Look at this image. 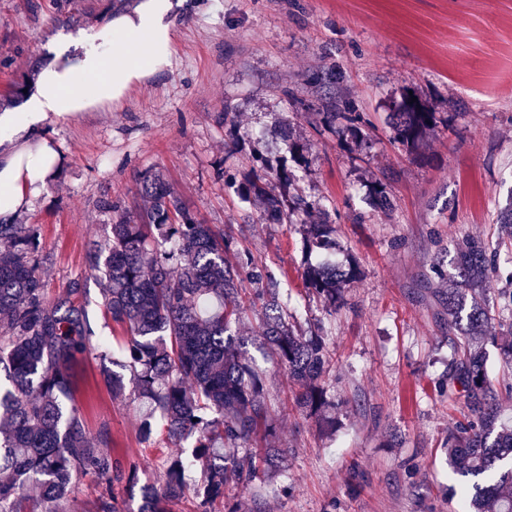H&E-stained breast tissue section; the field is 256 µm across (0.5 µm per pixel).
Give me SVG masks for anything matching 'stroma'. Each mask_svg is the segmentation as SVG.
<instances>
[{"label":"stroma","instance_id":"35a3bbf8","mask_svg":"<svg viewBox=\"0 0 512 512\" xmlns=\"http://www.w3.org/2000/svg\"><path fill=\"white\" fill-rule=\"evenodd\" d=\"M0 0V107L14 76L35 78L60 33H89L109 21V0ZM342 72L336 109L363 119L358 135L319 133V79ZM512 0H187L171 67L134 88L119 106L50 122L64 162L30 210L46 246L49 291L87 276L89 242L105 241L103 198L137 199L142 175L161 172L200 222L223 226L274 274L301 328L321 324L330 353L336 431L324 436L294 404L295 388L260 344L248 353L276 403L270 442L284 449L279 491H229L239 512H450L458 485L448 466V429L462 397L442 384L452 349L439 288L452 274L463 235L497 245V213L512 193ZM435 115L422 146L393 139L388 115L407 96ZM234 115V126L220 122ZM287 124L291 138L267 132ZM304 146L308 166L288 185L272 183L281 221L226 184L243 181L260 151L271 164ZM388 213L372 205L378 188ZM330 214L331 259L358 276L336 310L308 291L318 263L301 227ZM96 356L72 363L76 403L91 431L108 428L111 453L151 470L156 452L139 440L132 399L113 398Z\"/></svg>","mask_w":512,"mask_h":512}]
</instances>
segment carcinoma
I'll return each instance as SVG.
<instances>
[{
	"mask_svg": "<svg viewBox=\"0 0 512 512\" xmlns=\"http://www.w3.org/2000/svg\"><path fill=\"white\" fill-rule=\"evenodd\" d=\"M322 113L325 129L337 136L357 129L358 112L336 111V99ZM421 102L405 99L393 114L394 139L413 145L434 122ZM260 171L237 186L245 197L262 201L267 215L281 214L270 178L291 181L288 167L270 166L253 156ZM142 203L100 201L111 217L106 243L86 252L112 322L127 328L124 353L131 376L104 368L101 376L115 399L135 395L143 420L139 435L148 447L192 439L191 457L159 453L156 476L143 479L134 463L107 451L109 431L93 434L67 373L77 359L96 352L105 361L110 345L95 335L87 309L88 278L70 280L49 296L43 278L48 260L31 224H0V512H22L31 500L41 512H67L76 479L102 485L90 512H132L130 500L116 493L141 485L137 512H174L192 494L200 512L224 502L230 487H248L268 478L279 456L276 448L257 452L260 432L272 435L264 372L246 358L249 339L233 329L244 309L242 283L256 286L264 318L258 341L269 347L299 390L297 406L309 416L329 404L328 350L322 327L298 332L278 301L276 286L251 255L212 224L195 220L161 176L144 177ZM330 217L309 225V244L319 250L336 245ZM234 253L235 262L228 260ZM466 291L448 289V331L454 357L448 364V394H460L468 416L448 428V465L460 477L458 512H512V425L502 420L501 398L512 385L496 387L485 356L473 338L498 324L501 338L512 336V291L496 304L485 300L487 283L499 267L498 252L467 237L453 260ZM306 288L328 307L343 300L345 281L336 268L309 267ZM200 467L190 482L186 471Z\"/></svg>",
	"mask_w": 512,
	"mask_h": 512,
	"instance_id": "cac0c4a2",
	"label": "carcinoma"
}]
</instances>
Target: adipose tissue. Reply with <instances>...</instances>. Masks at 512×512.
I'll return each mask as SVG.
<instances>
[{"mask_svg":"<svg viewBox=\"0 0 512 512\" xmlns=\"http://www.w3.org/2000/svg\"><path fill=\"white\" fill-rule=\"evenodd\" d=\"M184 0H133L92 37L62 39L24 105L0 113V220L28 209L62 155L45 126L119 104L171 67Z\"/></svg>","mask_w":512,"mask_h":512,"instance_id":"ef3b65f1","label":"adipose tissue"}]
</instances>
